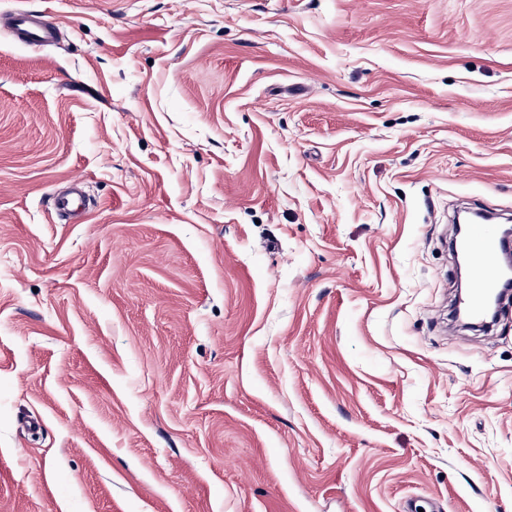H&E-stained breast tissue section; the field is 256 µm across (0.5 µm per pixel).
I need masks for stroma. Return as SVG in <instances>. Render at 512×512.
Wrapping results in <instances>:
<instances>
[{
	"mask_svg": "<svg viewBox=\"0 0 512 512\" xmlns=\"http://www.w3.org/2000/svg\"><path fill=\"white\" fill-rule=\"evenodd\" d=\"M0 512H512V0H0ZM81 181L63 220L53 196ZM18 43L30 48H40L54 39L58 23L46 14L17 10L6 23ZM469 257L473 282L472 291L464 304L479 314L486 296L497 287L501 277L498 253L501 245L495 234L484 224H476L464 242Z\"/></svg>",
	"mask_w": 512,
	"mask_h": 512,
	"instance_id": "obj_1",
	"label": "stroma"
}]
</instances>
